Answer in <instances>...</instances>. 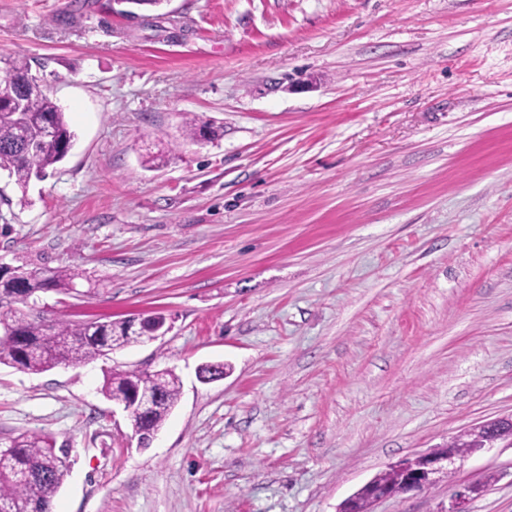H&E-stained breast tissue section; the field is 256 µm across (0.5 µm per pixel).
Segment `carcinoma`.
I'll return each instance as SVG.
<instances>
[{
	"label": "carcinoma",
	"instance_id": "obj_1",
	"mask_svg": "<svg viewBox=\"0 0 512 512\" xmlns=\"http://www.w3.org/2000/svg\"><path fill=\"white\" fill-rule=\"evenodd\" d=\"M32 71L30 61L17 56L8 62L0 78V168L24 189L32 177L47 174L62 162L73 146L75 133L65 113L43 92L28 96L17 111L19 80ZM53 130L48 143H38L23 152L15 147L21 132L40 140L46 128ZM79 273L69 268L13 267L12 277L0 281V322L13 325L27 345L9 337L0 339V364L19 367L38 374L58 365H78L106 351L129 344L134 330L131 321L87 323L49 320L40 309L14 307L12 294L33 296L45 290L68 294L74 290ZM142 390L156 397L144 425L160 429L180 397L178 376L164 369L153 373L111 372L106 375L102 392L112 398L116 392ZM69 474L66 456L55 451L51 438L39 433H21L0 445V512H53L54 497Z\"/></svg>",
	"mask_w": 512,
	"mask_h": 512
}]
</instances>
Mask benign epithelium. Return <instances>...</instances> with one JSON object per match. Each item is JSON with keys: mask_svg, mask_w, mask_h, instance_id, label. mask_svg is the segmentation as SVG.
<instances>
[{"mask_svg": "<svg viewBox=\"0 0 512 512\" xmlns=\"http://www.w3.org/2000/svg\"><path fill=\"white\" fill-rule=\"evenodd\" d=\"M152 395L137 391L121 397L116 403L123 406L129 419H134L143 415L153 405ZM483 430L493 432L487 446L491 447L497 442L507 441L512 444V418L499 419L481 426ZM464 459V455L457 452L454 448H439L430 453L417 455L408 458L394 465V469L400 470L405 474V481L400 488L391 486L377 485L372 481L365 484L370 491L371 502L393 497L400 493L410 491H419L436 481L438 474H450L455 470L456 462ZM483 492V486L472 484L457 492L451 500L448 512H469L467 505L476 494Z\"/></svg>", "mask_w": 512, "mask_h": 512, "instance_id": "benign-epithelium-1", "label": "benign epithelium"}]
</instances>
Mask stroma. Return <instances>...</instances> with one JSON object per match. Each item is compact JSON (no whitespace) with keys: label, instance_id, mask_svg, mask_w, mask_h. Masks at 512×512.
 <instances>
[{"label":"stroma","instance_id":"35a3bbf8","mask_svg":"<svg viewBox=\"0 0 512 512\" xmlns=\"http://www.w3.org/2000/svg\"><path fill=\"white\" fill-rule=\"evenodd\" d=\"M19 55L76 139L27 188L0 171V262L79 271L48 318L168 327L0 365V440L68 450L54 512H338L512 416V0H0V77ZM163 369L141 448L103 377ZM473 483L512 512V447L371 512Z\"/></svg>","mask_w":512,"mask_h":512}]
</instances>
